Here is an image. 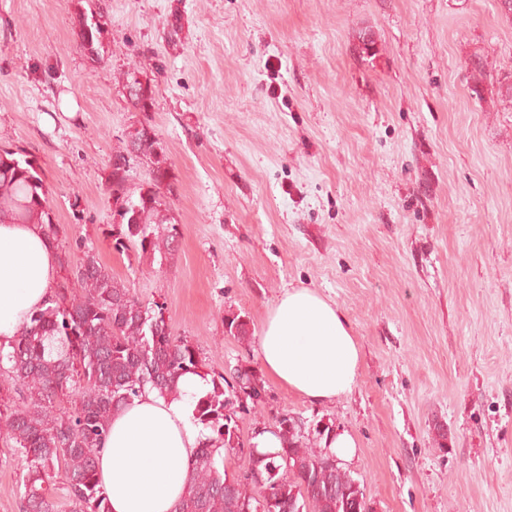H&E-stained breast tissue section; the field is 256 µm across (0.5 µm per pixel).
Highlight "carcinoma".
I'll list each match as a JSON object with an SVG mask.
<instances>
[{
  "instance_id": "1",
  "label": "carcinoma",
  "mask_w": 512,
  "mask_h": 512,
  "mask_svg": "<svg viewBox=\"0 0 512 512\" xmlns=\"http://www.w3.org/2000/svg\"><path fill=\"white\" fill-rule=\"evenodd\" d=\"M90 22L83 38L89 49L101 33L100 0H88ZM129 101L139 112L154 104L155 90L129 73ZM148 167V181L134 194L127 189L130 160ZM112 198L119 205L118 250L134 248L164 264L174 252L177 227L165 192L171 191V164L150 123L129 133L124 151L110 159ZM36 224L46 239L58 240L60 225L49 191L34 161L20 149L0 147V220ZM79 254L59 255V273L48 300L9 350L0 348V436L24 462L23 512H58L51 479L66 484L70 512H110L97 477L96 456L108 434L112 414L150 387L162 396L178 393L187 374L209 385L193 409L194 424L207 430L185 495L174 512H357L363 488L334 463L330 448L303 442L295 418L277 420L281 448L249 454L248 469L262 478L228 475L224 455L244 447L237 419L258 405L265 391L261 376L238 364L231 378L203 371L204 364L187 339L173 336L157 303L145 304L112 276L96 253L77 245ZM238 342L250 339L238 316L226 321ZM70 400L72 407L57 403Z\"/></svg>"
}]
</instances>
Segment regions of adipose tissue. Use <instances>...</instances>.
I'll return each mask as SVG.
<instances>
[{"label":"adipose tissue","mask_w":512,"mask_h":512,"mask_svg":"<svg viewBox=\"0 0 512 512\" xmlns=\"http://www.w3.org/2000/svg\"><path fill=\"white\" fill-rule=\"evenodd\" d=\"M57 254L39 226L0 222V346L10 347L53 284ZM360 350L336 306L308 288L288 291L260 336L264 371L288 391L320 403L351 392ZM207 389L182 378L177 395L150 391L112 415L98 452L110 512H173L185 494L201 430L194 399Z\"/></svg>","instance_id":"adipose-tissue-1"}]
</instances>
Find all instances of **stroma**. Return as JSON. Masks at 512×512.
Here are the masks:
<instances>
[{
  "label": "stroma",
  "mask_w": 512,
  "mask_h": 512,
  "mask_svg": "<svg viewBox=\"0 0 512 512\" xmlns=\"http://www.w3.org/2000/svg\"><path fill=\"white\" fill-rule=\"evenodd\" d=\"M0 0V146L76 239L207 369L260 368L278 300L310 288L361 350L350 394L265 378L239 435L287 413L348 432L375 512H512V18L499 0ZM371 31L377 53L360 50ZM172 166L177 251L115 249L112 154L144 115ZM247 322L238 343L226 318ZM445 443H438V430ZM23 462L0 440V512ZM88 5L90 8V23L88 24V15H85L84 20V33L83 38L86 41L89 49H94V39H97V35L101 33L102 23L101 20L104 18L103 8L100 6L98 2L100 0H88ZM97 2V3H96ZM138 72L129 73L126 84L129 101L132 107L139 112H150L154 104V88L148 83H143Z\"/></svg>",
  "instance_id": "obj_1"
}]
</instances>
